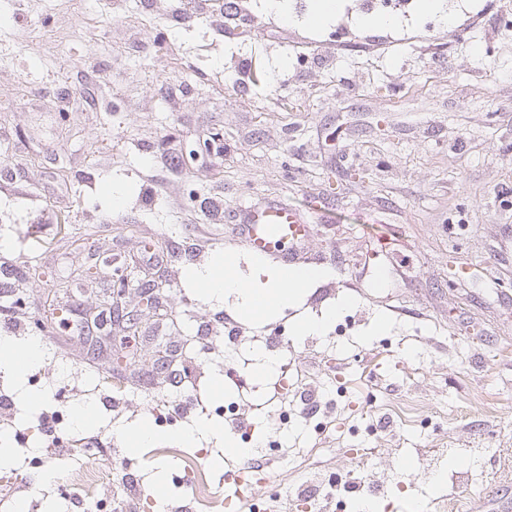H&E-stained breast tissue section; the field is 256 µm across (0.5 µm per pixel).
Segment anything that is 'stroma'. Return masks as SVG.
Here are the masks:
<instances>
[{
	"instance_id": "stroma-1",
	"label": "stroma",
	"mask_w": 512,
	"mask_h": 512,
	"mask_svg": "<svg viewBox=\"0 0 512 512\" xmlns=\"http://www.w3.org/2000/svg\"><path fill=\"white\" fill-rule=\"evenodd\" d=\"M353 25L355 39L330 42L327 27L270 0H0V302H23L17 340L41 346L22 382L0 376V391L16 422L36 426V394L67 413L70 438L97 439L100 503L129 475L134 512H204L197 481L223 493L238 463L206 430L219 423L263 463L261 512H282L304 482L345 477L356 453L383 482L335 492L345 512L364 502L435 512L451 492L474 512H512V209L497 198L512 188V27L495 0L431 30L367 16ZM215 131L223 153L192 156ZM348 162L365 177L347 175ZM268 203L306 215L299 263L322 276L265 321L188 288L184 272L225 253L244 279L255 263L275 266L227 220ZM155 249L166 262L145 265ZM117 268L137 329L118 316L88 337L61 329L75 295L96 318ZM330 311L344 333L295 336L298 319ZM261 352L277 359L262 382ZM176 354L192 361L177 387ZM305 384L335 407L301 418ZM117 387L125 399L113 404ZM197 395L206 413L130 445L143 418ZM416 405L452 448L439 488L414 473L431 436ZM86 406L97 418L82 427ZM270 435L281 443L271 457ZM30 452L15 445L0 490L37 500L38 512H82Z\"/></svg>"
}]
</instances>
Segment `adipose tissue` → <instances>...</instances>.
Segmentation results:
<instances>
[{"mask_svg": "<svg viewBox=\"0 0 512 512\" xmlns=\"http://www.w3.org/2000/svg\"><path fill=\"white\" fill-rule=\"evenodd\" d=\"M317 272L300 271L285 275L283 271L258 267L248 280L234 273V260L227 255L214 258L208 271L191 268L186 272L189 284L200 286L204 294L215 298H235L241 312L262 319L274 317L281 307L296 304Z\"/></svg>", "mask_w": 512, "mask_h": 512, "instance_id": "1", "label": "adipose tissue"}]
</instances>
